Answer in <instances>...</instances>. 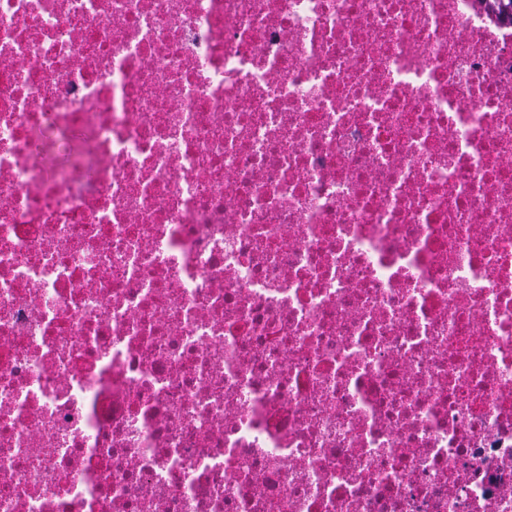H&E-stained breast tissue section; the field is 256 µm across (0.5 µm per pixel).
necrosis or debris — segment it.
Listing matches in <instances>:
<instances>
[{"label":"necrosis or debris","mask_w":512,"mask_h":512,"mask_svg":"<svg viewBox=\"0 0 512 512\" xmlns=\"http://www.w3.org/2000/svg\"><path fill=\"white\" fill-rule=\"evenodd\" d=\"M0 512H512L493 0H0Z\"/></svg>","instance_id":"1"}]
</instances>
